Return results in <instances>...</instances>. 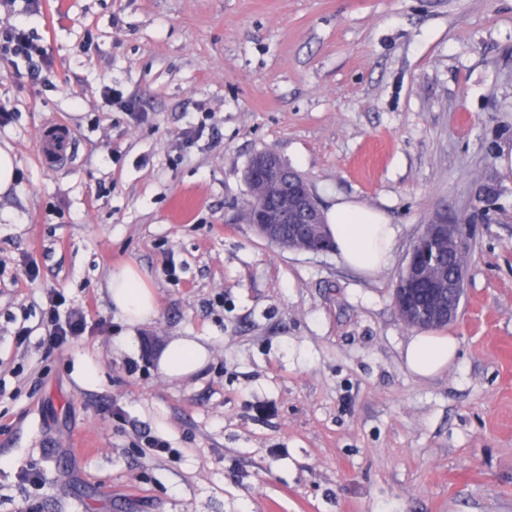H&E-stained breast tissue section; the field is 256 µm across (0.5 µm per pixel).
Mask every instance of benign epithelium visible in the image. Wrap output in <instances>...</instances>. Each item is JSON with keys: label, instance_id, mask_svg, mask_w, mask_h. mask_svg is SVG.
I'll return each instance as SVG.
<instances>
[{"label": "benign epithelium", "instance_id": "1", "mask_svg": "<svg viewBox=\"0 0 512 512\" xmlns=\"http://www.w3.org/2000/svg\"><path fill=\"white\" fill-rule=\"evenodd\" d=\"M249 181L261 179L267 192H275L288 177L299 189L283 203L249 211V223L267 242L287 251L316 253L317 240L327 235L322 211L314 194L295 172L287 171L282 159L273 152L258 153L247 169ZM471 230L464 224L446 221L425 225L415 239L404 270L393 288V302L401 320L414 327L432 328L457 321L465 293L467 269L448 273L441 266L429 263V252L439 255L465 254L470 250Z\"/></svg>", "mask_w": 512, "mask_h": 512}]
</instances>
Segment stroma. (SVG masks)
<instances>
[{
    "instance_id": "stroma-1",
    "label": "stroma",
    "mask_w": 512,
    "mask_h": 512,
    "mask_svg": "<svg viewBox=\"0 0 512 512\" xmlns=\"http://www.w3.org/2000/svg\"><path fill=\"white\" fill-rule=\"evenodd\" d=\"M20 25L52 66L0 63V512H512V0H0V39ZM262 150L321 210L385 212L390 265L260 238ZM440 221L472 228L467 287L455 361L420 377L392 292ZM128 266L158 304L136 327L107 290ZM57 295L88 328L51 350ZM177 336L210 357L170 380ZM57 139L63 140L61 148L58 147ZM75 143V132L71 126L65 121L50 118L42 124L39 131V159L50 169L65 167L72 161ZM17 180L15 160L11 148H0V193L7 192Z\"/></svg>"
}]
</instances>
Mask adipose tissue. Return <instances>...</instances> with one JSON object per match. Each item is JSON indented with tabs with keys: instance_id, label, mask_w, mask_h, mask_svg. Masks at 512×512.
<instances>
[{
	"instance_id": "ef3b65f1",
	"label": "adipose tissue",
	"mask_w": 512,
	"mask_h": 512,
	"mask_svg": "<svg viewBox=\"0 0 512 512\" xmlns=\"http://www.w3.org/2000/svg\"><path fill=\"white\" fill-rule=\"evenodd\" d=\"M326 221L328 233L347 266L370 275L390 263L396 228L383 212L342 200L329 210ZM109 294L114 307L129 325L149 322L158 314L152 288L134 268L112 273ZM457 351L456 337L418 334L407 342L404 360L412 373L429 377L448 367ZM207 359V348L198 337L181 336L165 346L158 364L168 378L183 379L196 373Z\"/></svg>"
}]
</instances>
